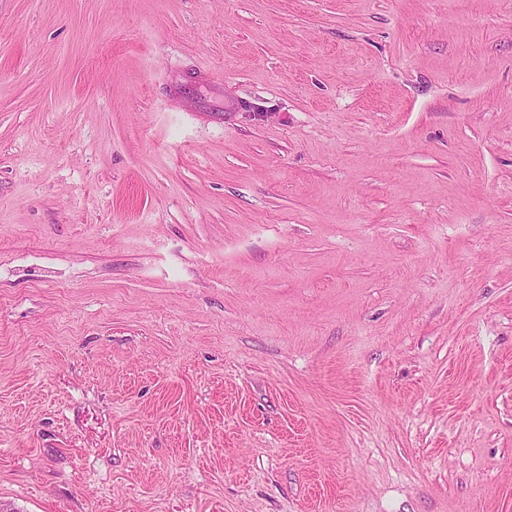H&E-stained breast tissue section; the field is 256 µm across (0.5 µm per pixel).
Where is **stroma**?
Returning <instances> with one entry per match:
<instances>
[{"mask_svg": "<svg viewBox=\"0 0 512 512\" xmlns=\"http://www.w3.org/2000/svg\"><path fill=\"white\" fill-rule=\"evenodd\" d=\"M0 505L512 512V0H0Z\"/></svg>", "mask_w": 512, "mask_h": 512, "instance_id": "obj_1", "label": "stroma"}]
</instances>
